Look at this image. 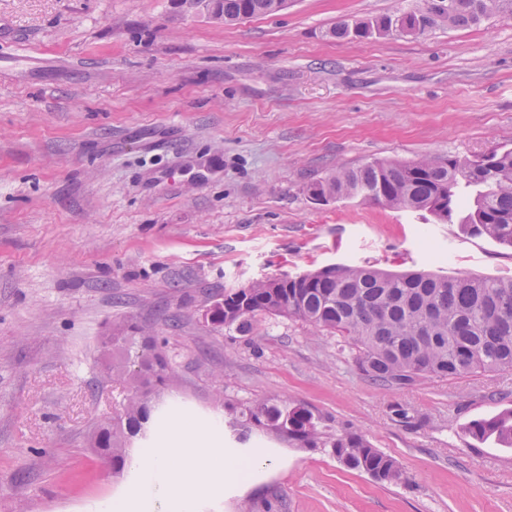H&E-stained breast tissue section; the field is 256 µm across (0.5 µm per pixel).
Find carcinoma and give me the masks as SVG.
Instances as JSON below:
<instances>
[{"label": "carcinoma", "instance_id": "1", "mask_svg": "<svg viewBox=\"0 0 512 512\" xmlns=\"http://www.w3.org/2000/svg\"><path fill=\"white\" fill-rule=\"evenodd\" d=\"M226 25L275 14L286 0H177ZM423 12L396 10L364 20L336 22L329 36L362 41L395 35L406 18L425 34L438 27L464 28L489 18L486 0H446ZM316 199L357 198L393 209L424 211L442 223H458L474 237L512 246V148H496L470 157L423 158L407 164L372 162L336 168L309 186ZM262 316L301 320L328 331L356 351L370 378L407 388L424 377L512 369V277L439 276L420 271L395 273L372 266L328 265L296 276L257 280L224 290L204 318L213 327L245 334ZM112 353L106 378L122 385L112 415L94 427L92 450L123 472L134 440H145L176 381V364L155 337L134 323L113 327L103 337ZM228 427L240 443L256 431L273 434L303 448H330L350 469L379 482L401 478L391 457L356 431L334 436L319 429V418L288 402L256 400L233 407ZM481 442L512 447V409L470 425Z\"/></svg>", "mask_w": 512, "mask_h": 512}]
</instances>
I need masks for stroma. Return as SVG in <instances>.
<instances>
[{
  "label": "stroma",
  "mask_w": 512,
  "mask_h": 512,
  "mask_svg": "<svg viewBox=\"0 0 512 512\" xmlns=\"http://www.w3.org/2000/svg\"><path fill=\"white\" fill-rule=\"evenodd\" d=\"M415 5L288 0L227 26L171 0H0V512H108L140 493L143 443L118 478L90 449L116 396L101 340L127 319L178 357L166 418L256 460L196 512H512V448L466 432L512 408V370L399 390L302 321L244 336L204 319L225 289L333 263L512 277L511 247L458 225L308 195L339 166L512 148V17L328 35ZM260 399L360 432L400 480L213 427L223 404Z\"/></svg>",
  "instance_id": "stroma-1"
}]
</instances>
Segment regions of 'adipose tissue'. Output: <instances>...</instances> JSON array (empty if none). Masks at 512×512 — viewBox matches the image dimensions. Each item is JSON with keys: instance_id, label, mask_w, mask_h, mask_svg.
I'll list each match as a JSON object with an SVG mask.
<instances>
[{"instance_id": "ef3b65f1", "label": "adipose tissue", "mask_w": 512, "mask_h": 512, "mask_svg": "<svg viewBox=\"0 0 512 512\" xmlns=\"http://www.w3.org/2000/svg\"><path fill=\"white\" fill-rule=\"evenodd\" d=\"M164 445L147 449L140 464L143 483L155 494L162 512H192L203 488L221 493L251 468L248 460L225 463L223 448L202 447L195 427L173 422Z\"/></svg>"}]
</instances>
